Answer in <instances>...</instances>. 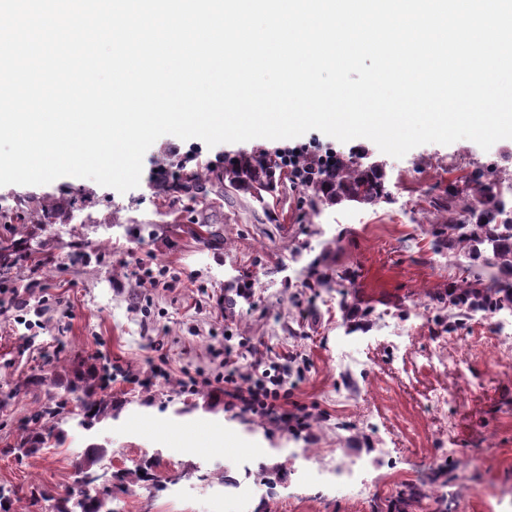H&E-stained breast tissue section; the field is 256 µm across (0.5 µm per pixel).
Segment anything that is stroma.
Segmentation results:
<instances>
[{
    "instance_id": "1",
    "label": "stroma",
    "mask_w": 512,
    "mask_h": 512,
    "mask_svg": "<svg viewBox=\"0 0 512 512\" xmlns=\"http://www.w3.org/2000/svg\"><path fill=\"white\" fill-rule=\"evenodd\" d=\"M344 156L384 164L386 202L311 205L309 191L281 182L257 201L224 177V153L275 148L253 139L208 147L202 140L160 137L149 155L168 149L193 157L186 171L197 187L174 193L141 180L121 193L62 177L41 186H0V210L25 211L24 224L0 221L13 239L7 286L45 301L42 315L18 316L0 300V484L63 488L90 443L105 445L113 470L157 461L161 472L201 468L223 479L210 487L181 479L179 496L140 484L115 491L121 512H512V345L450 347V331L469 333L466 317L448 310V287L466 271L436 251L429 227L448 220V194L472 193L460 171L491 170L503 197L512 196V139L481 149L469 140L429 143L402 158L370 140L331 142ZM54 223H44L45 215ZM168 267L175 282L155 288L136 260ZM403 337L390 347L389 337ZM293 358L305 376L294 401L312 425L298 436L272 417L224 403L213 384L225 366L253 374L267 361ZM475 371L499 369V385L480 393L453 379L458 360ZM95 361L100 387L121 404L117 419L84 430L68 421L62 445L18 458L31 409L47 387L12 397L16 384ZM195 389L183 386L185 375ZM450 391L451 404L428 402ZM375 407L374 425L356 407ZM192 404L190 413L175 408ZM479 448V462L441 453L438 441ZM297 448H316L331 475L337 457L362 461L357 490L313 483L299 471ZM415 475V496L401 502L396 471ZM251 497L236 503L238 486Z\"/></svg>"
}]
</instances>
